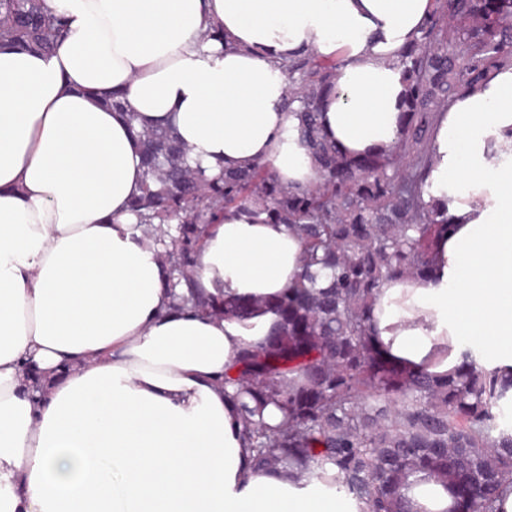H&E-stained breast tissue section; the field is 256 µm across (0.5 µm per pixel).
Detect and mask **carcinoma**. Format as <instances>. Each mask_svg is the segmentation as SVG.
<instances>
[{
    "mask_svg": "<svg viewBox=\"0 0 512 512\" xmlns=\"http://www.w3.org/2000/svg\"><path fill=\"white\" fill-rule=\"evenodd\" d=\"M454 25L448 26V20ZM67 33L43 0H0V48L49 53ZM512 60V0H434L426 30L402 59L407 118L414 122L389 157L363 164L336 151L320 133L321 95L336 64L310 52L284 65L300 87V138L319 180L286 190L258 163L210 176L186 163V146L163 126L142 130L146 179L133 211L145 230L180 224L168 258L189 283L210 227L224 213L266 215L304 236L303 273L288 295L262 306L277 329L244 352L236 375L224 374L251 403L244 428L260 466L336 467V489L368 512H410L408 478L428 471L448 484L453 512H497L500 489L512 482V375L485 369L471 350L445 377L411 373L383 360L369 336L370 312L384 280L430 274L442 222L421 199L423 179L398 183L397 159L424 170L433 156L418 148L452 87L474 83L487 68ZM203 316L240 317L253 304L190 297ZM284 414L278 426L257 418L267 402Z\"/></svg>",
    "mask_w": 512,
    "mask_h": 512,
    "instance_id": "cac0c4a2",
    "label": "carcinoma"
}]
</instances>
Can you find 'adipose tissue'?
Listing matches in <instances>:
<instances>
[{"mask_svg": "<svg viewBox=\"0 0 512 512\" xmlns=\"http://www.w3.org/2000/svg\"><path fill=\"white\" fill-rule=\"evenodd\" d=\"M68 34L48 54L0 51V512H360L337 471L258 469L224 387L277 318L305 243L290 225L226 213L193 287L253 302L247 318L178 307L165 260L130 211L139 133L170 124L210 172L270 163L318 177L287 107L285 61L339 62L320 131L353 160L390 155L405 125L399 66L433 0H45ZM121 92L119 112L99 103ZM423 198L450 227L427 278L385 280L380 356L453 372L465 345L512 370V66L438 120ZM412 512H449L446 483L412 479Z\"/></svg>", "mask_w": 512, "mask_h": 512, "instance_id": "obj_1", "label": "adipose tissue"}]
</instances>
